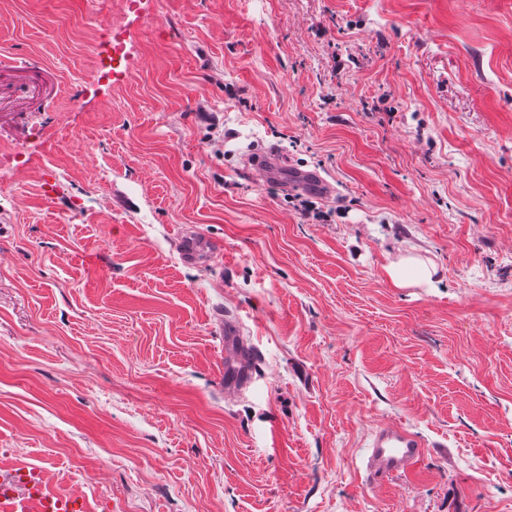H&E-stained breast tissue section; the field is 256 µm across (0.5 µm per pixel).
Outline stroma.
I'll list each match as a JSON object with an SVG mask.
<instances>
[{
	"mask_svg": "<svg viewBox=\"0 0 512 512\" xmlns=\"http://www.w3.org/2000/svg\"><path fill=\"white\" fill-rule=\"evenodd\" d=\"M408 253L433 284L393 286ZM389 424L427 454L367 483ZM16 462L92 512H512V0H0ZM288 187H307L315 188L325 196L331 195L332 187L313 171H299L290 177ZM288 199L293 203L294 209L306 220L313 218L315 221H328V218H331L329 212L320 210L313 201L303 195H288ZM179 244L185 261L196 263L203 258L212 257L213 252L197 235H182ZM254 350L245 342L239 323L224 319V387L241 391L253 382Z\"/></svg>",
	"mask_w": 512,
	"mask_h": 512,
	"instance_id": "1",
	"label": "stroma"
}]
</instances>
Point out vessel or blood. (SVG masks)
I'll return each mask as SVG.
<instances>
[{
	"label": "vessel or blood",
	"mask_w": 512,
	"mask_h": 512,
	"mask_svg": "<svg viewBox=\"0 0 512 512\" xmlns=\"http://www.w3.org/2000/svg\"><path fill=\"white\" fill-rule=\"evenodd\" d=\"M179 244L185 261L195 263L212 255L199 236H181ZM254 357L239 323L225 320V388L240 391L252 383ZM425 448L420 438L402 427H380L370 445L368 480L378 482L407 473L422 460ZM0 512H88V504L78 495L51 489L42 471L19 465L0 468Z\"/></svg>",
	"instance_id": "vessel-or-blood-1"
}]
</instances>
